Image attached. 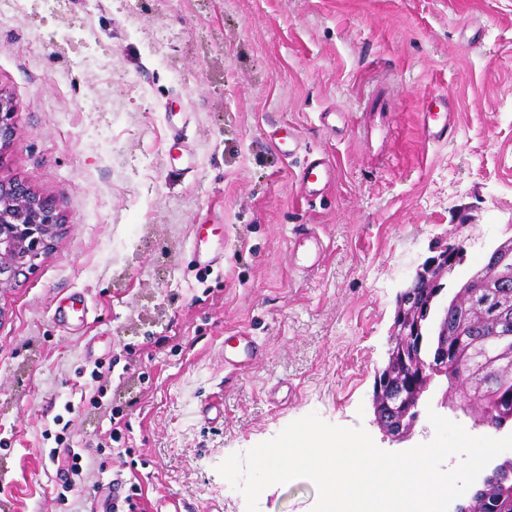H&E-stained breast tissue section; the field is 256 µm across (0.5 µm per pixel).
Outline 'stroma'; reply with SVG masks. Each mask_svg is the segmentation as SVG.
<instances>
[{
	"instance_id": "obj_1",
	"label": "stroma",
	"mask_w": 512,
	"mask_h": 512,
	"mask_svg": "<svg viewBox=\"0 0 512 512\" xmlns=\"http://www.w3.org/2000/svg\"><path fill=\"white\" fill-rule=\"evenodd\" d=\"M55 28L81 43L50 41ZM0 90L19 126L0 174L66 220L0 293L15 512H87V493L57 501L58 446L91 459L87 483L138 473L147 512L166 499L246 512L218 465L310 413L389 452L432 440L446 378L396 442L375 421V376L418 267L462 247L451 296L512 237V0H0ZM444 98L456 129L427 142L418 114ZM335 110L346 121L330 131ZM288 127L299 150L285 159L270 135ZM319 154L336 178L308 200L297 173ZM305 226L327 247L315 271L289 262ZM203 246L223 263L204 269ZM79 291L89 327L63 332L54 311ZM240 334L259 353L225 367ZM210 403L220 418L199 415ZM317 498L300 478L262 491L258 510L312 512Z\"/></svg>"
}]
</instances>
